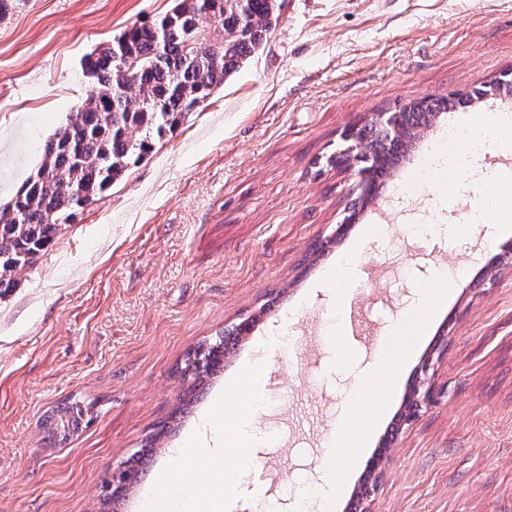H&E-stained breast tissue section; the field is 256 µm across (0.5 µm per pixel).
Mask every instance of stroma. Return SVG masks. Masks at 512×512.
<instances>
[{
	"label": "stroma",
	"mask_w": 512,
	"mask_h": 512,
	"mask_svg": "<svg viewBox=\"0 0 512 512\" xmlns=\"http://www.w3.org/2000/svg\"><path fill=\"white\" fill-rule=\"evenodd\" d=\"M173 5L18 0L0 17L1 203L94 92L83 58ZM506 71L512 0H282L256 53L0 293V512H93L113 467L150 443L118 512H152L160 474L186 439L211 436L212 403L252 367L269 395L247 427L263 471L237 478L230 512H289L285 477L331 466L344 512L443 325L432 380L447 393L397 427L370 512H512V267L497 262L512 228L484 217L490 195L512 202V132L491 121L512 102H477L489 150L461 168L448 128L471 111L436 118L342 237L359 176L327 162L350 125ZM410 224L435 232L415 241ZM443 272L454 286L410 337L382 425L362 453L333 447L376 341ZM244 316L256 324L220 377H184L188 354ZM75 403L90 408L81 430L46 438L45 415Z\"/></svg>",
	"instance_id": "stroma-1"
}]
</instances>
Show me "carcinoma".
Listing matches in <instances>:
<instances>
[{"label": "carcinoma", "instance_id": "obj_1", "mask_svg": "<svg viewBox=\"0 0 512 512\" xmlns=\"http://www.w3.org/2000/svg\"><path fill=\"white\" fill-rule=\"evenodd\" d=\"M276 0H176L163 18L135 24L112 43L85 56L82 70L95 92L71 113L46 146L36 174L0 204V289L11 288L18 270L31 265L64 224H74L94 202L152 148V139L178 125L224 84L261 46L275 21ZM136 66L123 82L115 49ZM468 100L437 98L409 103L400 112L443 113ZM195 377L224 370L214 355ZM80 405L47 416L53 437L79 429Z\"/></svg>", "mask_w": 512, "mask_h": 512}]
</instances>
